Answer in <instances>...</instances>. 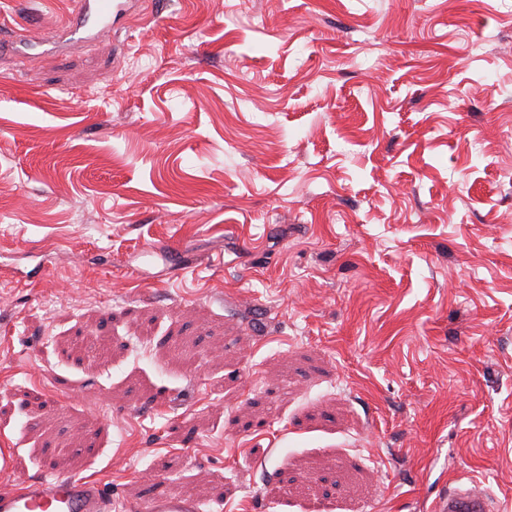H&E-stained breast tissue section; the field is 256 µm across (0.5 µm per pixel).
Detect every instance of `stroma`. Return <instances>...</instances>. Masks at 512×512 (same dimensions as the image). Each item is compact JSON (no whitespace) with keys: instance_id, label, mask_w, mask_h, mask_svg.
<instances>
[{"instance_id":"obj_1","label":"stroma","mask_w":512,"mask_h":512,"mask_svg":"<svg viewBox=\"0 0 512 512\" xmlns=\"http://www.w3.org/2000/svg\"><path fill=\"white\" fill-rule=\"evenodd\" d=\"M76 8L0 0V488L512 504V0ZM133 0H80L78 12L93 15L100 29L93 35L115 30V22L126 15L132 7ZM458 478L457 486L439 495L430 506L431 512H504L492 495L474 482L463 483Z\"/></svg>"}]
</instances>
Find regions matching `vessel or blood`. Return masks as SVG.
<instances>
[{"label": "vessel or blood", "instance_id": "vessel-or-blood-1", "mask_svg": "<svg viewBox=\"0 0 512 512\" xmlns=\"http://www.w3.org/2000/svg\"><path fill=\"white\" fill-rule=\"evenodd\" d=\"M133 0H79L80 13L94 17L102 30L114 29ZM0 512H112V503L101 488L78 477L44 476L26 479L0 490ZM127 512H202L196 497L184 493L156 492L131 503ZM430 512H504L480 485L461 482L439 495Z\"/></svg>", "mask_w": 512, "mask_h": 512}]
</instances>
